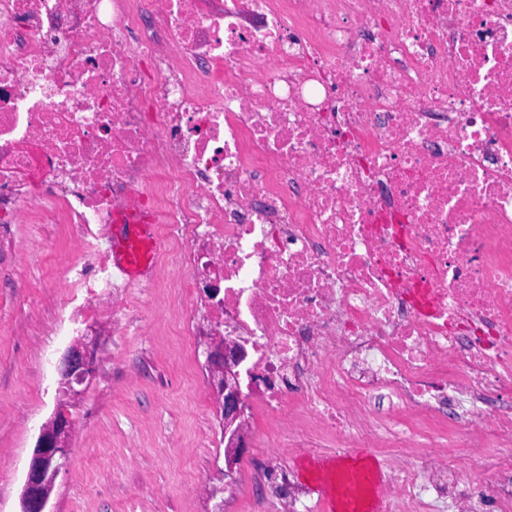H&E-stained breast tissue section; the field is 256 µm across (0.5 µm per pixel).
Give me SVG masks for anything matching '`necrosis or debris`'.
I'll use <instances>...</instances> for the list:
<instances>
[{
  "label": "necrosis or debris",
  "instance_id": "necrosis-or-debris-1",
  "mask_svg": "<svg viewBox=\"0 0 512 512\" xmlns=\"http://www.w3.org/2000/svg\"><path fill=\"white\" fill-rule=\"evenodd\" d=\"M125 210L273 440L512 512V0H0V228L75 227L65 333L127 311ZM119 222L122 224H111L112 264L132 282L139 281L151 273L154 264V217L146 211H136L124 215ZM133 242L140 243L142 249L133 250Z\"/></svg>",
  "mask_w": 512,
  "mask_h": 512
}]
</instances>
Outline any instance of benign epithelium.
<instances>
[{"label": "benign epithelium", "mask_w": 512, "mask_h": 512, "mask_svg": "<svg viewBox=\"0 0 512 512\" xmlns=\"http://www.w3.org/2000/svg\"><path fill=\"white\" fill-rule=\"evenodd\" d=\"M244 357L245 351L238 342L222 336L207 337L206 364L210 384L224 420V434L228 435L225 457L229 467L238 463L246 452L243 436L245 422L241 421L244 405L238 373L235 371ZM60 363L65 400L40 429L28 464L20 498V512H45L50 489L67 458L68 439L73 428L69 407L75 405L82 395V391L75 389L73 383H82L94 371V358L81 345L70 347Z\"/></svg>", "instance_id": "1"}]
</instances>
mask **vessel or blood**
<instances>
[{"mask_svg": "<svg viewBox=\"0 0 512 512\" xmlns=\"http://www.w3.org/2000/svg\"><path fill=\"white\" fill-rule=\"evenodd\" d=\"M154 217L136 211L112 227V263L131 281L146 278L154 264ZM291 469L316 497L317 512H386L387 475L381 457L370 448L336 454L303 452Z\"/></svg>", "mask_w": 512, "mask_h": 512, "instance_id": "b4317fda", "label": "vessel or blood"}]
</instances>
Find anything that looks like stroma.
Here are the masks:
<instances>
[{
  "label": "stroma",
  "mask_w": 512,
  "mask_h": 512,
  "mask_svg": "<svg viewBox=\"0 0 512 512\" xmlns=\"http://www.w3.org/2000/svg\"><path fill=\"white\" fill-rule=\"evenodd\" d=\"M72 227L16 224L0 233V512H20V496L41 425L62 397L60 358L76 339L55 332L68 298L59 286L72 253ZM188 301L156 282L131 289L130 312L113 332L110 309L87 322L97 333L95 372L73 408L68 458L48 512H275V494L253 484L250 465H288L287 447L261 436L255 415L224 502L196 490L200 475L224 478V441L210 387L193 372L204 355L176 334L171 316Z\"/></svg>",
  "instance_id": "1"
}]
</instances>
